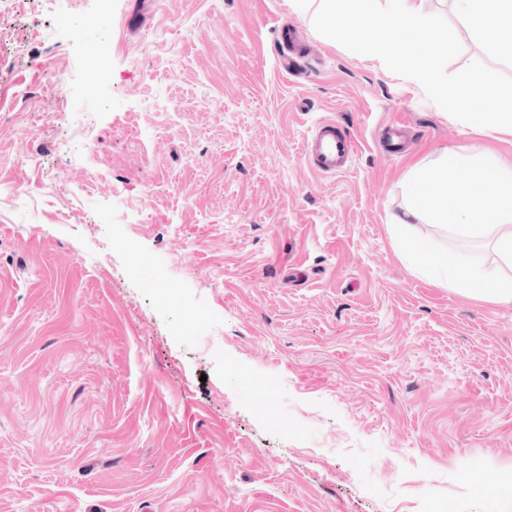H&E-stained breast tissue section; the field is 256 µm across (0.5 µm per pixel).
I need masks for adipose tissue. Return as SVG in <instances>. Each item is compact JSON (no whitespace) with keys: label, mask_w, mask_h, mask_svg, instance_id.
<instances>
[{"label":"adipose tissue","mask_w":512,"mask_h":512,"mask_svg":"<svg viewBox=\"0 0 512 512\" xmlns=\"http://www.w3.org/2000/svg\"><path fill=\"white\" fill-rule=\"evenodd\" d=\"M470 37L494 57L512 59V0H452Z\"/></svg>","instance_id":"ef3b65f1"}]
</instances>
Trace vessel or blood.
Instances as JSON below:
<instances>
[{"mask_svg": "<svg viewBox=\"0 0 512 512\" xmlns=\"http://www.w3.org/2000/svg\"><path fill=\"white\" fill-rule=\"evenodd\" d=\"M276 41L280 70L294 77L301 76L309 53L298 28L290 23L282 24L276 31ZM356 152L354 135L336 120L326 119L317 123L307 139L304 155L314 173L336 175L349 169Z\"/></svg>", "mask_w": 512, "mask_h": 512, "instance_id": "vessel-or-blood-1", "label": "vessel or blood"}]
</instances>
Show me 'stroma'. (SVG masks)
<instances>
[{
	"mask_svg": "<svg viewBox=\"0 0 512 512\" xmlns=\"http://www.w3.org/2000/svg\"><path fill=\"white\" fill-rule=\"evenodd\" d=\"M447 147L512 165L288 0L0 6V512H512V304L388 231ZM276 42L279 45L276 60L280 70L290 76H301L306 67V58L310 55V49L307 51L308 45L298 28L290 23L282 24L276 30ZM357 152L352 133L333 119L317 123L305 144L304 155L309 168L319 175H336L349 169Z\"/></svg>",
	"mask_w": 512,
	"mask_h": 512,
	"instance_id": "stroma-1",
	"label": "stroma"
}]
</instances>
